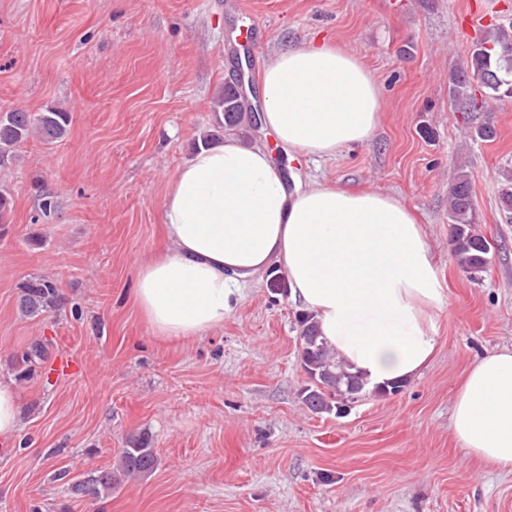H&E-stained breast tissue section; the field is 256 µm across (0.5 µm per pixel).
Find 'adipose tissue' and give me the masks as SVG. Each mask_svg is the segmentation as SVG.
Masks as SVG:
<instances>
[{
  "label": "adipose tissue",
  "instance_id": "1",
  "mask_svg": "<svg viewBox=\"0 0 512 512\" xmlns=\"http://www.w3.org/2000/svg\"><path fill=\"white\" fill-rule=\"evenodd\" d=\"M262 122L288 151L323 159L371 140L381 88L353 55L309 41L266 65ZM167 251L137 265L133 298L152 332L201 338L268 267L368 384L416 377L445 304L420 224L397 198L318 182L289 188L263 145L235 135L199 147L168 185ZM466 455L512 471V349L478 358L451 416Z\"/></svg>",
  "mask_w": 512,
  "mask_h": 512
}]
</instances>
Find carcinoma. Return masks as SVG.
Instances as JSON below:
<instances>
[{
	"instance_id": "carcinoma-1",
	"label": "carcinoma",
	"mask_w": 512,
	"mask_h": 512,
	"mask_svg": "<svg viewBox=\"0 0 512 512\" xmlns=\"http://www.w3.org/2000/svg\"><path fill=\"white\" fill-rule=\"evenodd\" d=\"M485 89V97L472 95L473 84ZM512 90V26H500L491 39L474 45L470 61L452 79L454 100L470 112H481L492 100L509 97ZM216 111L224 113V123L237 126L254 123L247 100L229 85L215 101ZM71 122V113L49 108L33 114L21 109L0 114V167L14 162L22 146L33 136L47 144L64 138ZM39 218L47 220L56 215L58 201L55 192L46 184L37 186ZM448 227L451 231L450 251L459 267L470 275L483 273L491 260L492 245L477 232L476 213L472 200L469 175L459 170L448 190ZM61 297L55 284L33 276L21 285L18 309L27 317L37 318L58 308ZM301 359L312 384L303 392V404L315 413L340 409L337 396L348 397L361 393L366 382L350 372L346 363L333 356L318 334L317 324L309 316L300 319ZM45 345L34 340L17 355L21 374L31 371L35 361L46 359ZM156 466L153 449L147 439L130 441L120 452V471L124 476L148 474ZM120 480L110 469L94 470L72 485V492L82 497H99L112 493Z\"/></svg>"
}]
</instances>
